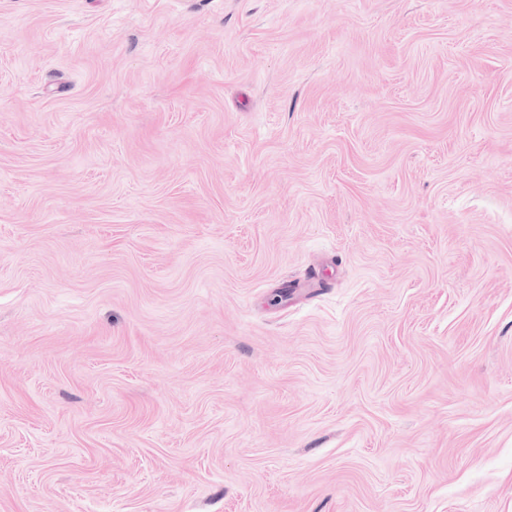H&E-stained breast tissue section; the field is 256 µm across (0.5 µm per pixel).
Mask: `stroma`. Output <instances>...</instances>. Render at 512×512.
I'll return each mask as SVG.
<instances>
[{
	"mask_svg": "<svg viewBox=\"0 0 512 512\" xmlns=\"http://www.w3.org/2000/svg\"><path fill=\"white\" fill-rule=\"evenodd\" d=\"M0 512H512V0H0Z\"/></svg>",
	"mask_w": 512,
	"mask_h": 512,
	"instance_id": "obj_1",
	"label": "stroma"
}]
</instances>
